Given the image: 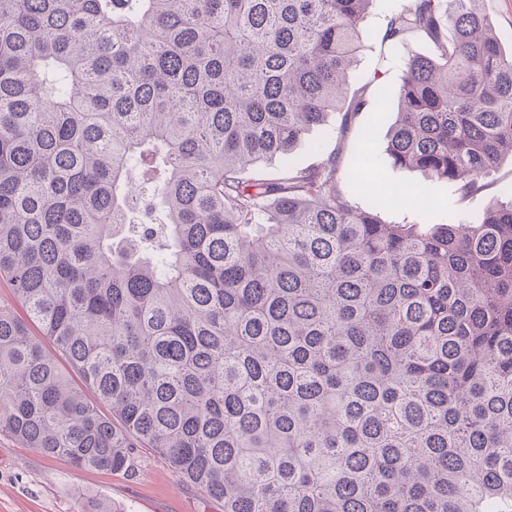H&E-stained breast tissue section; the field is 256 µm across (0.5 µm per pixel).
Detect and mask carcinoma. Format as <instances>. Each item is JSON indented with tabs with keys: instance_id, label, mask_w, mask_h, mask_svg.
<instances>
[{
	"instance_id": "cac0c4a2",
	"label": "carcinoma",
	"mask_w": 512,
	"mask_h": 512,
	"mask_svg": "<svg viewBox=\"0 0 512 512\" xmlns=\"http://www.w3.org/2000/svg\"><path fill=\"white\" fill-rule=\"evenodd\" d=\"M481 2L383 34L433 45L391 166L464 195L512 155ZM372 3L0 0V277L69 367L0 307V433L111 471L151 448L224 512H512V201L387 224L337 157L289 158L345 104Z\"/></svg>"
}]
</instances>
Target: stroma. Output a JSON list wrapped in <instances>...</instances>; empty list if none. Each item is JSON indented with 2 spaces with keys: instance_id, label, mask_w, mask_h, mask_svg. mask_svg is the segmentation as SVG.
Returning <instances> with one entry per match:
<instances>
[{
  "instance_id": "1",
  "label": "stroma",
  "mask_w": 512,
  "mask_h": 512,
  "mask_svg": "<svg viewBox=\"0 0 512 512\" xmlns=\"http://www.w3.org/2000/svg\"><path fill=\"white\" fill-rule=\"evenodd\" d=\"M409 4L410 0H374L348 91L349 96L362 97V109L349 125H342L336 114L328 125L313 128L291 158L296 166L307 167L335 155L346 172L369 162L388 199L380 213L386 222H474L492 204L512 199L511 156L502 158L478 191L465 196L455 183L392 168L385 152L396 118L403 61L408 55L432 49L428 40L417 35L398 45L384 41L390 17ZM92 498L125 512H224L222 500L181 481L151 449H139L134 471L112 472L47 458L0 434V512H83Z\"/></svg>"
}]
</instances>
